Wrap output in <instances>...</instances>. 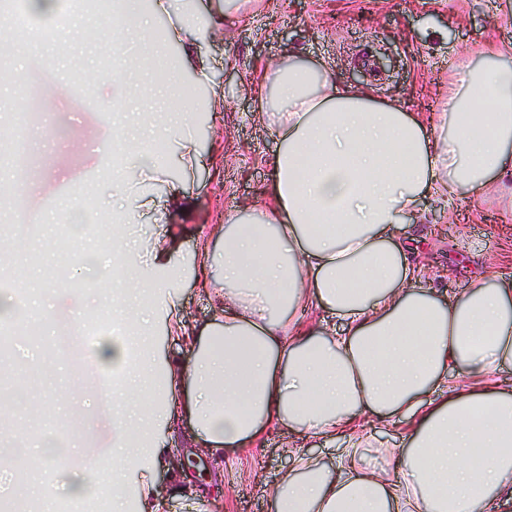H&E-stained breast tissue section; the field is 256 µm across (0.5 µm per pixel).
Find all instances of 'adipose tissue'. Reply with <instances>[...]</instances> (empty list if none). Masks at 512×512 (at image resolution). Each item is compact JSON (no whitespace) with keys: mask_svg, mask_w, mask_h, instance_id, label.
<instances>
[{"mask_svg":"<svg viewBox=\"0 0 512 512\" xmlns=\"http://www.w3.org/2000/svg\"><path fill=\"white\" fill-rule=\"evenodd\" d=\"M255 2L224 0L214 13L182 16L166 39L178 42L182 61L202 58L199 29L233 24ZM169 9L170 0H120L116 51L131 32L141 60H151L153 20ZM256 97L279 139L267 161L269 201L227 210L223 249L201 252L214 320L194 334L170 323L193 355L164 365L162 397L137 388L126 409L109 380L95 383L93 405L113 420V456L140 460L114 473V512H162L154 464L166 449L157 436L133 447L139 413L157 427L188 416L187 445L207 460L240 453L273 429L341 438L335 471L294 453L269 487L271 512H486L490 500L512 498V386L498 378L512 365V285L490 276L446 301L422 285L413 247L389 234L410 224L428 235L424 194H480L512 175V67L491 52L468 66L444 125L336 82L329 65L294 52L267 65ZM125 281L113 304L125 305L134 288L154 298L148 319L176 308V292L140 267ZM48 291L51 319L82 356L80 303L68 289ZM319 309L335 313L343 333L310 319ZM367 414L409 419L400 447H379L358 424ZM60 480L41 488L18 480L10 496L31 512H53L57 488L78 500L99 485L87 468Z\"/></svg>","mask_w":512,"mask_h":512,"instance_id":"adipose-tissue-1","label":"adipose tissue"}]
</instances>
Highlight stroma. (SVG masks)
<instances>
[{"instance_id":"stroma-1","label":"stroma","mask_w":512,"mask_h":512,"mask_svg":"<svg viewBox=\"0 0 512 512\" xmlns=\"http://www.w3.org/2000/svg\"><path fill=\"white\" fill-rule=\"evenodd\" d=\"M110 14L97 6L59 27L53 39H45L39 27H31L29 40L39 60L50 61L52 75L74 82L90 76L107 60ZM209 66L208 82L220 89L224 109L207 112L200 100L187 101L181 120L192 129L198 145L194 165H184L178 143L163 139L165 90L172 79L196 77L194 68L183 66L179 47L161 44L159 60L139 72L125 95L122 114L124 137L145 150L155 144L163 149L144 180H133V190L155 200L154 210L142 213L132 235V247L142 262H150L156 249L172 251L167 276L180 291L176 314L185 324L201 328L214 314L194 276V256L224 211L242 204H260L270 179L265 157L278 142L272 125L259 120V104L250 93L263 67L291 51L309 61L328 63L343 83L372 89L380 101H400L411 112H443L449 92L462 82V65L477 51L491 47L501 51L502 63L512 65V0H270L266 11L241 18L222 30L201 32ZM113 120L95 84L83 96L53 103L32 122L27 133L35 167L19 174L0 161V183L21 196L17 213L0 218L6 225L35 219L38 231L31 243L40 260L28 264L24 285L30 288V305L40 330L38 345H20L15 361L27 352L40 353L53 362L47 384L59 387L86 379L95 371L93 357L70 359L44 313L45 271L69 264L56 243L61 230L74 221L70 201L80 202L84 216L75 233L77 251H91L114 262L113 239L103 219L110 215L111 178L83 179L97 165L111 144ZM420 205L439 228L438 239L421 246L425 263L446 270L448 296L456 298L478 277L491 275L512 281V204L496 194L464 195L449 201L422 197ZM87 320H107L126 327L132 338L131 355L143 367L146 387L157 385L156 367L161 360L188 358L187 346L171 341L166 320H159L152 338H137L129 314L114 309L102 291H94L87 305ZM18 392H10L0 404L14 415L16 427L29 445L60 438L72 443H92L98 458L86 460L73 453L58 459L57 468L71 465L99 469L102 478L112 473V423L72 425L64 401L31 416L20 410ZM290 465L278 433H270L241 459H228L223 471L197 467L194 485L197 507L173 505L170 512H269L268 483Z\"/></svg>"}]
</instances>
